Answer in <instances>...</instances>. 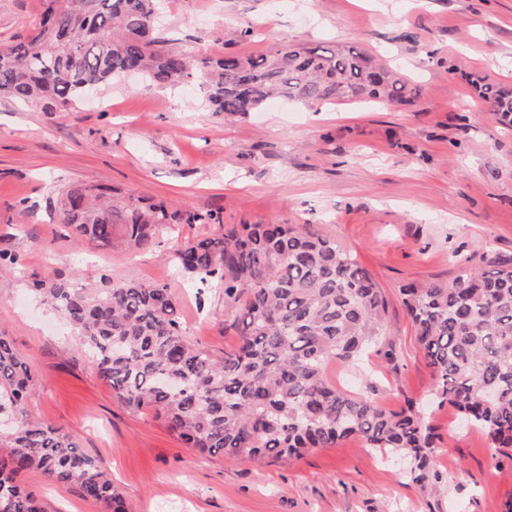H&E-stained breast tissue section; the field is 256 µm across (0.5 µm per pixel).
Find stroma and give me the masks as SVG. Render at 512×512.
I'll list each match as a JSON object with an SVG mask.
<instances>
[{
  "mask_svg": "<svg viewBox=\"0 0 512 512\" xmlns=\"http://www.w3.org/2000/svg\"><path fill=\"white\" fill-rule=\"evenodd\" d=\"M166 48L198 56L265 53L283 43L357 47L418 89L406 106L313 109L274 99L225 119L202 88L160 89L117 78L67 112L0 100V336L36 387L31 420L70 432L98 459L131 512H503L512 463L482 431L434 404V381L402 303V285L452 283L464 270L512 262V127L476 97L467 74L512 86V0H164ZM41 0H0V42L29 33ZM251 28L250 38L238 32ZM111 185L163 199L211 224H180L174 240L130 253L69 237L58 191ZM308 224L333 235L373 273L387 300L386 334L362 368L334 362L329 379L396 409L424 405L439 440L433 467L447 487L413 485L396 456L348 439L295 461L207 456L153 413L123 406L77 333L31 295L33 279L97 288L167 286L183 331L220 354L238 336L224 291L175 274L174 242L236 224ZM46 512H104L74 487L30 471Z\"/></svg>",
  "mask_w": 512,
  "mask_h": 512,
  "instance_id": "stroma-1",
  "label": "stroma"
}]
</instances>
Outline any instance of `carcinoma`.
Returning a JSON list of instances; mask_svg holds the SVG:
<instances>
[{
	"instance_id": "1",
	"label": "carcinoma",
	"mask_w": 512,
	"mask_h": 512,
	"mask_svg": "<svg viewBox=\"0 0 512 512\" xmlns=\"http://www.w3.org/2000/svg\"><path fill=\"white\" fill-rule=\"evenodd\" d=\"M34 28L0 44V98L66 112L85 91L131 71L156 84L196 82L214 112L238 117L282 97L310 107L376 100L406 105L407 81L356 47L282 45L269 53L194 59L167 49L160 0H41ZM478 97L512 126V88L471 77ZM110 186L72 185L58 223L112 250L147 249L179 223L206 221L163 200L114 205ZM183 277L224 288L237 346L217 356L185 336L169 289L139 281L88 289L36 279L32 291L73 326L102 378L130 411L154 412L189 448L211 456L288 461L349 437L400 457L410 481L439 490L437 435L412 401L388 410L330 383L332 361L354 362L385 332L374 275L330 235L308 225L239 224L173 248ZM434 380L438 406L481 430L512 460V264L470 269L453 283L400 288ZM35 383L0 336V512H46L22 483L36 471L75 486L105 512H129L97 460L67 431L31 421Z\"/></svg>"
}]
</instances>
